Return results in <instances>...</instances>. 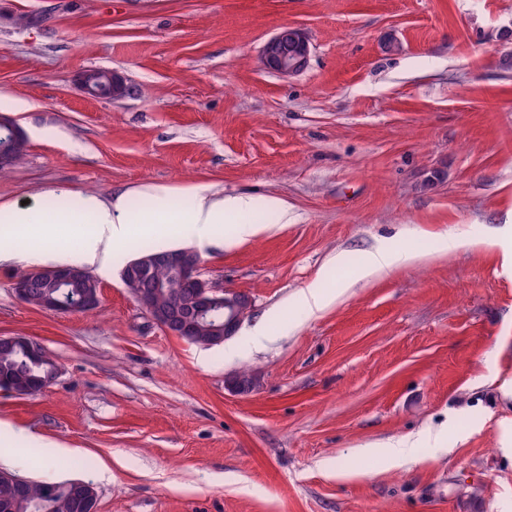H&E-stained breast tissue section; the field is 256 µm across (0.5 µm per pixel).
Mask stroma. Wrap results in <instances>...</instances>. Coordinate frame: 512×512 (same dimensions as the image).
<instances>
[{"label": "stroma", "instance_id": "35a3bbf8", "mask_svg": "<svg viewBox=\"0 0 512 512\" xmlns=\"http://www.w3.org/2000/svg\"><path fill=\"white\" fill-rule=\"evenodd\" d=\"M286 25L311 43L290 78L260 59ZM92 68L128 94L87 96ZM0 89L34 105L12 115L28 148L0 203L202 184L289 216L258 210L260 235L224 224L199 248L203 279L252 299L215 346L166 333L121 280L141 244L189 247L176 225L90 267L89 313L13 292L80 264L70 226L46 255L1 262L0 336L60 367L43 392L0 389L16 474L93 482L99 512H512V0H0ZM378 246L414 259L354 281ZM348 279L318 317L295 307ZM262 319L275 339L258 349ZM244 371L255 387L234 394ZM426 430L413 462L371 452ZM58 444L73 455L47 461Z\"/></svg>", "mask_w": 512, "mask_h": 512}]
</instances>
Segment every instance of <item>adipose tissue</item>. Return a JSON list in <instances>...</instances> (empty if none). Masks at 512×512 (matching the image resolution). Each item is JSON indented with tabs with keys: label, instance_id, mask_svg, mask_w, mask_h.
I'll use <instances>...</instances> for the list:
<instances>
[{
	"label": "adipose tissue",
	"instance_id": "1",
	"mask_svg": "<svg viewBox=\"0 0 512 512\" xmlns=\"http://www.w3.org/2000/svg\"><path fill=\"white\" fill-rule=\"evenodd\" d=\"M49 197L59 199L56 207L32 200L0 204V224L16 225L24 240L49 244L54 240V227L73 225L79 248L86 262H95L101 242L121 243L147 231L152 224H174L182 236L194 237L199 243L214 241V228L219 224L233 225V237L242 241L261 233L252 216L259 208L276 210L280 223H287L288 209L274 198L257 202L250 195H218L207 186H168L152 188L147 194L146 207H129L126 195L111 199L99 195L74 194L60 186L49 190Z\"/></svg>",
	"mask_w": 512,
	"mask_h": 512
}]
</instances>
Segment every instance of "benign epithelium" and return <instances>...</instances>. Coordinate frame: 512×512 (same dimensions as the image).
<instances>
[{
    "label": "benign epithelium",
    "instance_id": "obj_1",
    "mask_svg": "<svg viewBox=\"0 0 512 512\" xmlns=\"http://www.w3.org/2000/svg\"><path fill=\"white\" fill-rule=\"evenodd\" d=\"M311 48L308 37L303 29L296 26H283L262 47L261 63L264 68L283 77L300 74L308 64ZM84 91L93 98L118 99L125 96L128 86L125 77L112 70H84L78 76ZM157 261L168 265L172 270L184 275L192 273L199 280L201 288L198 303L193 310V321L187 322L180 318V308L171 306L159 309L153 304L152 293L139 284L138 279L130 275H122L123 282L132 292L137 302L145 309L152 319L172 336H181L193 329V323L203 324L214 334L233 335L241 320L249 313L252 300L249 296L215 288L201 278V259L197 254L182 253L175 250L161 252ZM99 292L85 293L79 301L68 304L60 300H49L43 310L49 312H70L78 307L96 304ZM224 310V325L213 323L211 314ZM0 342L25 350L32 355L43 352V346L35 339L23 336L1 337Z\"/></svg>",
    "mask_w": 512,
    "mask_h": 512
}]
</instances>
